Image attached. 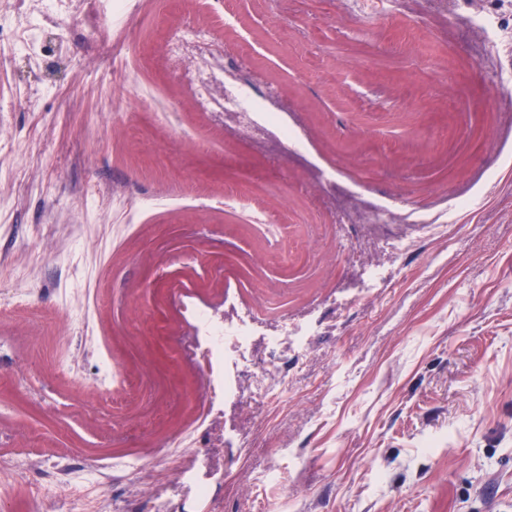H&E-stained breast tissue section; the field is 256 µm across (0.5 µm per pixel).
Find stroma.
<instances>
[{
	"instance_id": "stroma-1",
	"label": "stroma",
	"mask_w": 512,
	"mask_h": 512,
	"mask_svg": "<svg viewBox=\"0 0 512 512\" xmlns=\"http://www.w3.org/2000/svg\"><path fill=\"white\" fill-rule=\"evenodd\" d=\"M69 6L0 49V512H76L59 460L86 512H512V0ZM223 66L302 154L239 133ZM196 306L249 331L221 400Z\"/></svg>"
}]
</instances>
